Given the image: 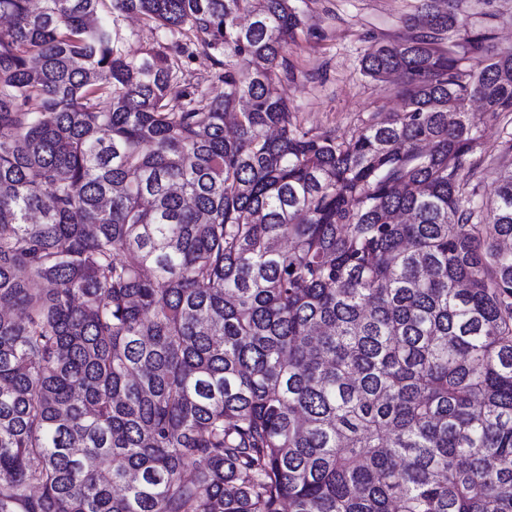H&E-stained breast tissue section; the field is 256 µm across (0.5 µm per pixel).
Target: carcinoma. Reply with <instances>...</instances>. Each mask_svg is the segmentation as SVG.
<instances>
[{
    "label": "carcinoma",
    "instance_id": "1",
    "mask_svg": "<svg viewBox=\"0 0 512 512\" xmlns=\"http://www.w3.org/2000/svg\"><path fill=\"white\" fill-rule=\"evenodd\" d=\"M437 2L338 139L297 0H0V512H512V47ZM125 26L135 34L127 44L130 56H139L144 50L156 45L158 31L153 26L146 25L140 18L127 19ZM186 83L198 86L210 97H214L224 90V85L214 77V69L209 61L200 58L189 64L184 72ZM473 101L474 100L468 103L467 112L470 113V116L473 118V123L480 131L482 149L489 153L493 151L498 144L500 125L491 121L487 114H483L480 104Z\"/></svg>",
    "mask_w": 512,
    "mask_h": 512
}]
</instances>
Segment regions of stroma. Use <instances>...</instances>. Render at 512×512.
<instances>
[{
	"mask_svg": "<svg viewBox=\"0 0 512 512\" xmlns=\"http://www.w3.org/2000/svg\"><path fill=\"white\" fill-rule=\"evenodd\" d=\"M418 0H303L306 26L288 47L294 75L280 86L299 119L315 131L341 139L355 135L368 113L391 112L399 102L385 85L365 76L363 56L384 41L409 33ZM473 0L462 12L475 27L491 28L498 46H512V0H492L485 17L473 16Z\"/></svg>",
	"mask_w": 512,
	"mask_h": 512,
	"instance_id": "35a3bbf8",
	"label": "stroma"
}]
</instances>
